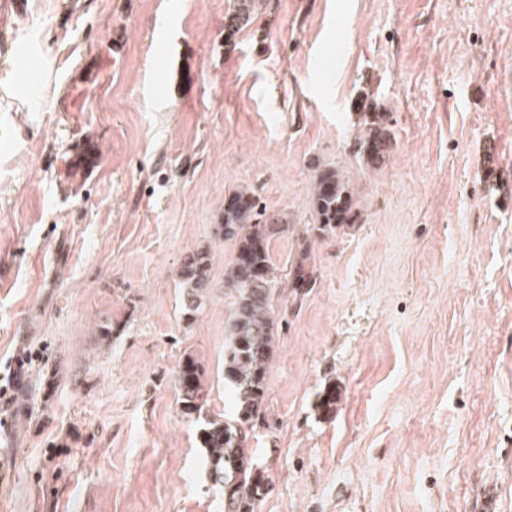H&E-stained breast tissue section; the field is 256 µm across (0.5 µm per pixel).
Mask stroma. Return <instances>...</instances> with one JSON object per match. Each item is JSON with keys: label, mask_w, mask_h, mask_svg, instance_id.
Masks as SVG:
<instances>
[{"label": "stroma", "mask_w": 512, "mask_h": 512, "mask_svg": "<svg viewBox=\"0 0 512 512\" xmlns=\"http://www.w3.org/2000/svg\"><path fill=\"white\" fill-rule=\"evenodd\" d=\"M25 0L0 12V512H224L181 411L224 412L228 191L305 223L317 169L360 218L316 241L248 443L259 512H512V0ZM385 114V164L355 147ZM214 249L186 322L177 272ZM111 335H102V327ZM337 385L336 410L315 407ZM259 0H233L232 8L224 16V38L232 40L249 26L257 14Z\"/></svg>", "instance_id": "stroma-1"}]
</instances>
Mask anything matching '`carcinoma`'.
Instances as JSON below:
<instances>
[{
    "label": "carcinoma",
    "instance_id": "1",
    "mask_svg": "<svg viewBox=\"0 0 512 512\" xmlns=\"http://www.w3.org/2000/svg\"><path fill=\"white\" fill-rule=\"evenodd\" d=\"M259 0H233L224 16V37L233 39L257 14ZM363 121L357 136L362 156L374 166L385 162L390 141L386 116L362 106ZM357 202L342 171L329 166L317 171L308 199L310 220L298 232L299 249L289 269L276 264L270 243L292 226L286 212L269 213L251 187L224 195L217 215L216 234L234 243L233 258L224 269V284L232 297V310L224 329V392L230 407L227 417L201 418L204 368L194 357L184 359L193 371L186 383L176 375L179 403L185 415L200 422L206 477L224 491V512H257L266 487L263 472L248 454L246 443L265 407L270 366L282 317L275 307L279 281L290 283L293 299H304L318 285L311 246L334 238L358 219ZM213 253L199 248L186 256L178 271L181 308L188 317L200 312L209 288ZM341 392L332 384L318 396L316 407L336 410Z\"/></svg>",
    "mask_w": 512,
    "mask_h": 512
}]
</instances>
